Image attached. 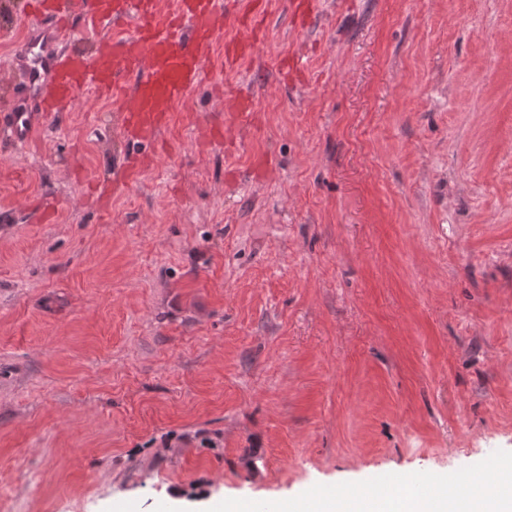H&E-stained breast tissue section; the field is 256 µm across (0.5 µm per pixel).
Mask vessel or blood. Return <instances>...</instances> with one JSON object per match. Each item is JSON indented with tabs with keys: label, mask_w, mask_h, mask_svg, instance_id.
Returning a JSON list of instances; mask_svg holds the SVG:
<instances>
[{
	"label": "vessel or blood",
	"mask_w": 512,
	"mask_h": 512,
	"mask_svg": "<svg viewBox=\"0 0 512 512\" xmlns=\"http://www.w3.org/2000/svg\"><path fill=\"white\" fill-rule=\"evenodd\" d=\"M234 0H177L162 10L158 0H31L28 36L40 39L41 63L17 65L22 91L0 107V130L22 144L86 89L115 97L122 131L130 141L152 145L173 107L206 78L216 40L234 18ZM115 29L95 53L67 49L86 19ZM258 32L226 42L224 65L235 68L254 55Z\"/></svg>",
	"instance_id": "b4317fda"
}]
</instances>
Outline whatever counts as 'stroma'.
Instances as JSON below:
<instances>
[{"mask_svg": "<svg viewBox=\"0 0 512 512\" xmlns=\"http://www.w3.org/2000/svg\"><path fill=\"white\" fill-rule=\"evenodd\" d=\"M223 53L135 176L94 93L0 143L11 512H285L512 460V0H270ZM263 37L255 28L246 38L235 37L227 42L225 41L224 49V66L233 69L247 59H252L256 44Z\"/></svg>", "mask_w": 512, "mask_h": 512, "instance_id": "obj_1", "label": "stroma"}]
</instances>
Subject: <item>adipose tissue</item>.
<instances>
[{
    "instance_id": "ef3b65f1",
    "label": "adipose tissue",
    "mask_w": 512,
    "mask_h": 512,
    "mask_svg": "<svg viewBox=\"0 0 512 512\" xmlns=\"http://www.w3.org/2000/svg\"><path fill=\"white\" fill-rule=\"evenodd\" d=\"M305 512H512V483H501L494 495L476 492L466 499L447 487L435 496H415L369 485L351 497L328 493L307 498Z\"/></svg>"
}]
</instances>
